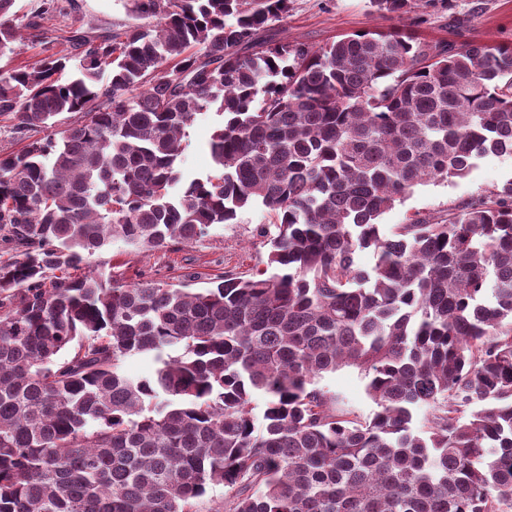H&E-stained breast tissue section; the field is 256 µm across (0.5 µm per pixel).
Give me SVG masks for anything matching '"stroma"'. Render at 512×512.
<instances>
[{
    "label": "stroma",
    "mask_w": 512,
    "mask_h": 512,
    "mask_svg": "<svg viewBox=\"0 0 512 512\" xmlns=\"http://www.w3.org/2000/svg\"><path fill=\"white\" fill-rule=\"evenodd\" d=\"M132 7V0H16L14 10L24 26L23 43L0 65L23 66L59 52L66 46V37L77 29L97 35L121 30L134 21ZM40 12L45 15L40 28H27L28 19ZM275 28L279 41L301 40L317 47L356 32L391 29L456 50L468 43L512 46V0H440L401 16L378 13L369 0H290L287 17ZM219 121L211 112L189 128L182 165L188 174L210 172L207 142ZM511 178V157L482 158L465 178L417 186L382 215V230L387 233L409 220L446 213L449 206ZM272 229L270 215L256 207L241 212L236 223L215 226L202 239L178 247L143 251L116 238L87 256L80 272L112 275L127 283L154 280L206 288L212 278L228 270L250 276L264 269L269 250L265 234ZM321 384L353 414L365 418L374 412L366 381L357 369L345 367L325 375Z\"/></svg>",
    "instance_id": "obj_1"
}]
</instances>
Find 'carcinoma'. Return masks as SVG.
<instances>
[{"label": "carcinoma", "mask_w": 512, "mask_h": 512, "mask_svg": "<svg viewBox=\"0 0 512 512\" xmlns=\"http://www.w3.org/2000/svg\"><path fill=\"white\" fill-rule=\"evenodd\" d=\"M132 2L144 24L0 67V116L29 140L0 154V512H512V179L378 224L512 157V46L281 43L290 0ZM210 111L215 171L187 178ZM253 206L276 228L264 278L71 275L114 238L188 244ZM134 355L152 377L122 371ZM344 367L366 419L318 386ZM222 117L214 112L208 113L203 120H198L188 129L187 146L183 152L182 168L193 176H205L211 171V159L207 142L215 128L222 122ZM512 178V158L487 156L477 161L471 173L451 183L426 182L417 186L401 203L382 215L384 233L409 219L438 216L457 204L492 186H500ZM156 364L149 355H137L127 358L123 363L124 372L132 377H150L154 375Z\"/></svg>", "instance_id": "1"}]
</instances>
